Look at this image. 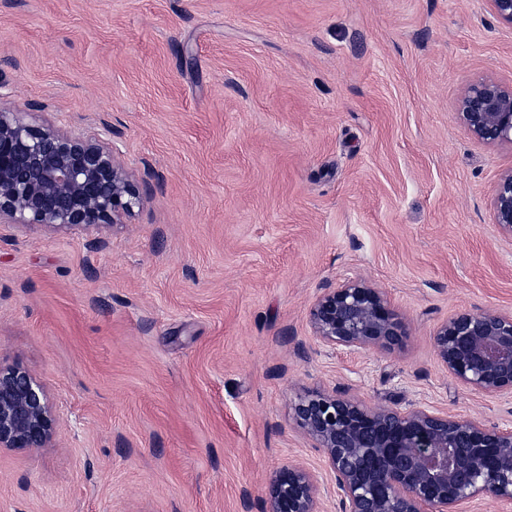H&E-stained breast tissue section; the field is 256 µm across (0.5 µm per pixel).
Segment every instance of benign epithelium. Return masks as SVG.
<instances>
[{
	"mask_svg": "<svg viewBox=\"0 0 512 512\" xmlns=\"http://www.w3.org/2000/svg\"><path fill=\"white\" fill-rule=\"evenodd\" d=\"M457 115L480 142L512 144V85H471ZM142 204L112 148L0 107V224L114 226ZM492 209L494 223L512 237V171L494 185ZM309 323L317 342L333 349L390 352L407 335L386 292L354 280L322 289ZM435 345L463 386L512 395L511 313L459 312L440 326ZM293 417L323 449L338 512H460L477 497L512 502V427L424 406L370 408L323 390L301 396ZM58 425L43 384L18 363H0V451L47 448ZM264 512H322L317 477L299 465L276 470Z\"/></svg>",
	"mask_w": 512,
	"mask_h": 512,
	"instance_id": "obj_1",
	"label": "benign epithelium"
}]
</instances>
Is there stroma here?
Wrapping results in <instances>:
<instances>
[{
    "instance_id": "1",
    "label": "stroma",
    "mask_w": 512,
    "mask_h": 512,
    "mask_svg": "<svg viewBox=\"0 0 512 512\" xmlns=\"http://www.w3.org/2000/svg\"><path fill=\"white\" fill-rule=\"evenodd\" d=\"M484 80L512 85L490 0H0V105L108 143L143 196L115 227L0 224V362L60 419L0 453V512H262L274 471L325 470L292 417L315 389L512 426L434 344L512 313V145L456 115ZM348 279L400 349L316 345ZM494 222L512 238V170L503 174L492 189Z\"/></svg>"
}]
</instances>
